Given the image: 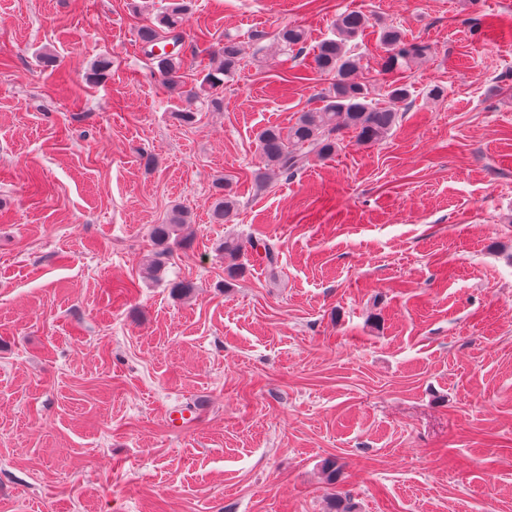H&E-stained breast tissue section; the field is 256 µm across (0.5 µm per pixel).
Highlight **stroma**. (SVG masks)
Masks as SVG:
<instances>
[{
  "label": "stroma",
  "mask_w": 512,
  "mask_h": 512,
  "mask_svg": "<svg viewBox=\"0 0 512 512\" xmlns=\"http://www.w3.org/2000/svg\"><path fill=\"white\" fill-rule=\"evenodd\" d=\"M171 2L0 0V512H512V0H192L187 79L227 37L248 60L190 126L139 48ZM348 10L376 88L379 27L430 45L410 108L257 188L256 132L331 83L276 33ZM252 235L277 267L225 285L221 242ZM215 200L212 209V219L217 224H229L235 219L238 210V200L230 185L221 180L213 185ZM189 222L188 212L180 207H175L164 224H155L150 229L151 240L157 248L155 260L157 274L162 270V259L168 257L173 248L183 244L184 237H180L179 232Z\"/></svg>",
  "instance_id": "obj_1"
}]
</instances>
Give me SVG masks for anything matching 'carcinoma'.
Segmentation results:
<instances>
[{
  "mask_svg": "<svg viewBox=\"0 0 512 512\" xmlns=\"http://www.w3.org/2000/svg\"><path fill=\"white\" fill-rule=\"evenodd\" d=\"M190 9V0H176L154 22L140 28L139 38L149 48V57L163 84L178 91L180 108L175 119L186 125L194 123L195 104L203 100L215 110L222 108L219 90L244 67V56L238 42L226 39L208 50L209 62L192 86H187L183 72V59L177 47L181 44L183 24ZM367 25V18L358 11L339 15L336 20L337 36L320 41L314 48L313 62L317 72L333 77L330 87L321 93L322 105L300 113L295 123L287 128L270 125L257 133L258 150L265 172L292 178L310 162L336 154L344 141V132L354 134L362 144L377 143L390 135L401 118V110L412 98L411 84L405 73L430 54V46L408 40L393 26L380 28L379 39L385 55L381 58V71L391 75L384 88V103L375 99V85L365 77H358L360 59L353 54L349 42L356 39ZM282 50L302 52L307 33L301 27H285L278 35ZM112 70V59H97L87 75V81L100 83ZM215 200L212 219L217 224L234 221L238 200L230 185L221 180L213 185ZM190 222L188 212L175 207L165 223L150 229L156 251L155 271L162 270V259L173 248L180 246L182 228ZM251 251L268 268L278 264L279 251L268 240L254 237L248 240ZM245 247L235 238H226L221 244L227 279L224 285L245 275L246 264L240 262Z\"/></svg>",
  "mask_w": 512,
  "mask_h": 512,
  "instance_id": "carcinoma-1",
  "label": "carcinoma"
}]
</instances>
